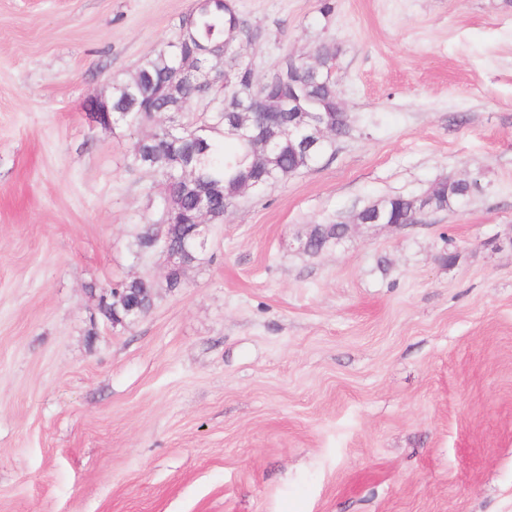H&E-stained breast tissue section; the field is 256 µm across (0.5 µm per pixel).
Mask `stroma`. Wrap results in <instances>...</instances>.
I'll list each match as a JSON object with an SVG mask.
<instances>
[{
    "label": "stroma",
    "instance_id": "35a3bbf8",
    "mask_svg": "<svg viewBox=\"0 0 512 512\" xmlns=\"http://www.w3.org/2000/svg\"><path fill=\"white\" fill-rule=\"evenodd\" d=\"M332 2L234 0L257 78L337 44L351 130L172 291L129 250L150 130L86 104L194 0H0V512H512V0ZM448 178L464 205L352 221ZM135 277L150 311L104 322L97 288Z\"/></svg>",
    "mask_w": 512,
    "mask_h": 512
}]
</instances>
